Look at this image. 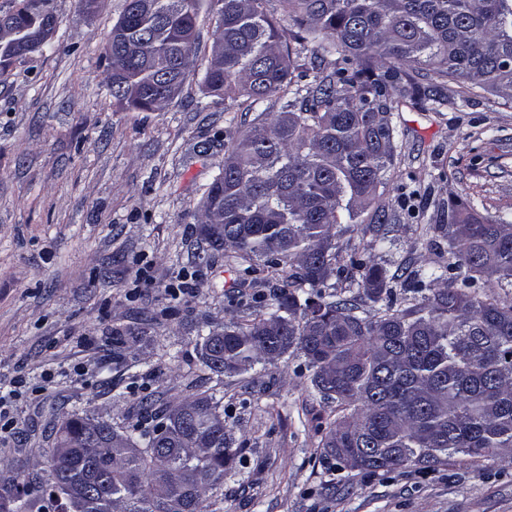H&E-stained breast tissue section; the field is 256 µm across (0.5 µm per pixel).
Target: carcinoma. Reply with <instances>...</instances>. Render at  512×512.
Listing matches in <instances>:
<instances>
[{"label": "carcinoma", "mask_w": 512, "mask_h": 512, "mask_svg": "<svg viewBox=\"0 0 512 512\" xmlns=\"http://www.w3.org/2000/svg\"><path fill=\"white\" fill-rule=\"evenodd\" d=\"M216 14L203 82L213 96L246 97L254 117L232 140L224 169L203 198L201 233L213 251L280 284L255 292L247 315L224 324L223 341L204 338L211 374L235 376L293 349L313 369L315 391L336 403L323 447L366 475L440 457L494 458L512 450V224L461 209H435L428 230L447 248L387 275L375 249L393 244L402 216L385 201L396 156L390 90L412 105L457 110L484 93L512 108V0H282L296 30L284 35L264 0H209ZM201 0H126L107 44L105 81L115 101L161 110L181 92L197 37ZM7 42L55 16L54 0H20ZM315 42L294 79L292 45ZM456 83L444 91L437 80ZM278 96L281 111H269ZM344 224L369 236L363 255L336 243ZM421 298L393 307V285ZM378 305L373 316L358 310ZM136 328L112 331L120 360ZM221 400L206 391L157 409L138 400L120 431L127 448H89L90 417L65 416L50 470L38 483L68 512L73 490L103 476L84 512H212L208 493L224 484L233 457ZM33 481L0 479V503L25 512Z\"/></svg>", "instance_id": "carcinoma-1"}]
</instances>
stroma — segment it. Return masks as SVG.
<instances>
[{
  "label": "stroma",
  "mask_w": 512,
  "mask_h": 512,
  "mask_svg": "<svg viewBox=\"0 0 512 512\" xmlns=\"http://www.w3.org/2000/svg\"><path fill=\"white\" fill-rule=\"evenodd\" d=\"M40 53L0 68V468L45 475L48 422L91 414L123 428L137 396L175 404L215 388L236 452L215 512H512V459L439 462L428 477L367 476L329 465L320 399L302 354L257 372L212 378L199 330L239 320L253 293L243 268L199 234L202 194L241 128L242 97L211 103L203 76L214 20L201 9L182 90L164 110L117 103L104 90L106 46L124 0L80 12L54 0ZM394 182L512 221V109L494 96L463 111L400 106ZM377 254L388 272L430 254L409 218ZM144 336L112 354V330Z\"/></svg>",
  "instance_id": "obj_1"
}]
</instances>
